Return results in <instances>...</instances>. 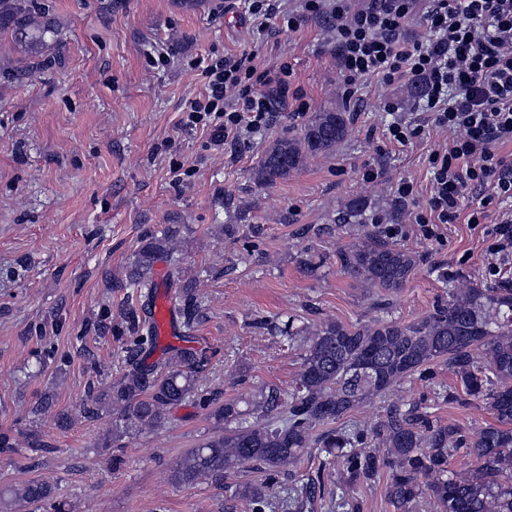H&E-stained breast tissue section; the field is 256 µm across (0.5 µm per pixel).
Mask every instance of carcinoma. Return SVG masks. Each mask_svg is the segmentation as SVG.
<instances>
[{
    "label": "carcinoma",
    "instance_id": "cac0c4a2",
    "mask_svg": "<svg viewBox=\"0 0 512 512\" xmlns=\"http://www.w3.org/2000/svg\"><path fill=\"white\" fill-rule=\"evenodd\" d=\"M29 44L44 41L51 25L36 0H0V32ZM348 133L346 113L323 109L309 119L300 138L273 141L255 169L261 184L286 179L307 155L333 150ZM161 244L151 241L140 251L142 270ZM341 272L378 296L399 292L420 263L417 253L390 244L375 234L351 244L338 255ZM300 343L301 370L284 392L264 385L249 400L224 399L212 413L224 431L188 451L173 468L177 484H219L224 474L249 465L271 473L300 463L310 448L336 462L335 512H352L350 491L386 478L388 497L399 512H417L420 500L434 501L438 512H512V285L459 288L431 311L404 323L378 317L346 326L329 319L280 328ZM448 362L462 392L442 388L437 398L457 403L482 401L494 422L470 438L464 429L440 425L418 405H395L372 431L335 423L431 365ZM109 387L90 390L89 414L110 413L124 429H152L165 422L167 410L198 395V361L179 350L167 361L143 366L134 361ZM473 457L466 471L449 469V458ZM51 485L31 479L0 490V508L34 505L50 497ZM239 497L252 512L290 508L315 494V483H241Z\"/></svg>",
    "mask_w": 512,
    "mask_h": 512
}]
</instances>
